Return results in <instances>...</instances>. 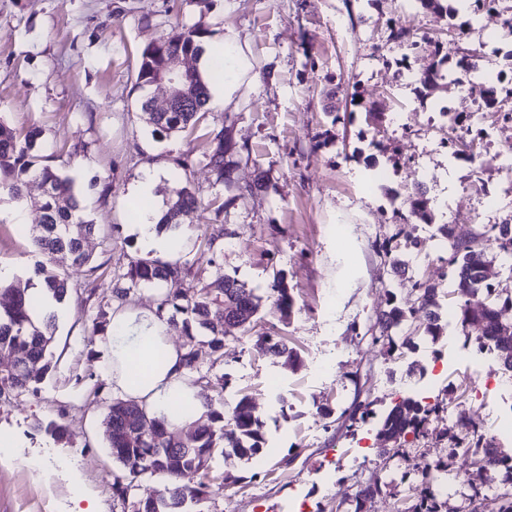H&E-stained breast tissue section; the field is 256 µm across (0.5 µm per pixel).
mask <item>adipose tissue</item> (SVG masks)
Here are the masks:
<instances>
[{
  "instance_id": "ef3b65f1",
  "label": "adipose tissue",
  "mask_w": 512,
  "mask_h": 512,
  "mask_svg": "<svg viewBox=\"0 0 512 512\" xmlns=\"http://www.w3.org/2000/svg\"><path fill=\"white\" fill-rule=\"evenodd\" d=\"M224 59V90L232 92L242 79L259 83L248 71L243 45L237 35L207 44L206 59ZM166 315L133 304L112 308V334L105 346L107 375L113 396L133 400L153 416L186 425L205 414L197 391L185 381L182 351L168 339Z\"/></svg>"
}]
</instances>
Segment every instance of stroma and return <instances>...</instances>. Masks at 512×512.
<instances>
[{
    "label": "stroma",
    "mask_w": 512,
    "mask_h": 512,
    "mask_svg": "<svg viewBox=\"0 0 512 512\" xmlns=\"http://www.w3.org/2000/svg\"><path fill=\"white\" fill-rule=\"evenodd\" d=\"M512 0L496 10L443 17L418 0H0V116L19 132H43L40 153L53 157L85 191L96 233L85 250L102 269L88 280L70 270L88 303L70 300L59 315L51 368L36 391L0 402V512H76V495L95 500L99 512H121L112 498L119 466L106 423L107 402L95 395L107 380L100 344H88L96 315L111 310L112 285L128 259L143 252L131 231L139 210L131 194L145 170H160L151 201L164 210L173 189L199 190L201 209L177 233L186 259L204 263L217 238L222 270L261 297L255 333L228 339L213 375L228 383L218 411L231 413L250 396L264 423L263 465L215 456L223 487L200 512H354L359 483L371 474L396 482V495L365 501L363 512H396L402 472L418 454L442 457L440 430L458 415L488 434L512 420V376L496 351L466 345L458 320L448 319L461 297L443 260L447 238L465 239L481 225L512 219V129L483 113L486 86L461 88L453 80L421 97L411 74L426 71L427 52L389 40L393 22H414L418 32L464 33L484 68L512 87V31L503 25ZM204 26L210 39L236 33L259 84H242L226 106H208L191 133L153 134L138 117L134 89L140 51L172 28ZM483 129L485 165L452 154L441 107ZM411 113L409 131L374 122L372 111ZM249 159L234 172L246 199L232 200L217 184L204 156L215 130ZM189 154V170L177 160ZM265 188L255 189L257 178ZM423 182L429 220L402 223L400 212L414 183ZM40 221L36 200L24 207L0 203V266L25 284L35 258L18 222ZM451 236H444V228ZM416 236L425 247L405 245ZM402 260L437 290L446 317L442 336L415 338L395 351L371 343L367 327L390 298L404 300ZM283 277L294 299L281 316L266 290ZM284 336L298 359L267 353L261 333ZM487 386L474 390L476 375ZM424 390L444 410L428 436L407 435V458L381 457L379 421L396 403ZM369 402L367 422L347 426L344 409ZM63 425V441L46 434ZM293 454L290 466L280 460Z\"/></svg>",
    "instance_id": "1"
}]
</instances>
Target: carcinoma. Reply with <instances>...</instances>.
Instances as JSON below:
<instances>
[{"instance_id": "obj_1", "label": "carcinoma", "mask_w": 512, "mask_h": 512, "mask_svg": "<svg viewBox=\"0 0 512 512\" xmlns=\"http://www.w3.org/2000/svg\"><path fill=\"white\" fill-rule=\"evenodd\" d=\"M208 35L207 28L199 25L189 29H174L159 41L142 49L135 81V89L142 92L137 99L138 110L146 116V125L153 133L169 136L195 127L205 116V107L210 99L209 82L200 72H194L188 101L174 112H154L150 98L143 95L152 75L171 54H189L199 58L202 42ZM456 57L455 75L461 77L479 68L480 60L466 61L479 52L465 45L459 33L451 35ZM416 49L428 50L435 61L433 66L422 73L419 83L424 88L432 87L437 80L445 78L442 66L448 56L442 54L443 44L425 34L412 41ZM488 97L484 111L495 121L512 127V87L500 90L495 86L487 88ZM482 130L472 131L466 127L461 133L448 138L453 153L474 155L473 145ZM40 131L29 130L25 135L17 134L0 120V196L7 197L17 205H23L30 197L31 186L45 184L48 191L40 198L41 221L29 231L32 253L37 257L34 275L40 278L41 288L51 294L59 304L71 295L66 271L55 266V256L66 254L77 267H88L87 275L92 277L101 269L93 264V258L86 253L84 239L93 234L95 224L88 218L83 205L82 191L76 189L74 178L63 173L58 166L42 163L37 150ZM240 154L232 144L224 141V131L213 138V147L205 154L207 166L215 176V182L229 189L235 187L233 170L236 161L233 155ZM409 216L423 219L426 216L425 192L414 190L407 198ZM201 204L198 193L188 186L173 191L167 202V209L161 224L177 227L184 217ZM445 238L450 240L448 265L458 280L460 294L467 300L459 306V317L466 336L480 351L493 348L502 357L512 358V338L501 337V310L512 309V293L488 283L484 276V251L494 247L505 258L512 259V239L505 241L499 234V225L483 226L474 238L459 241L452 238L448 225H443ZM215 269V278L204 281L198 295L185 300L174 289L176 282L194 273L204 277L206 267L195 266L178 255L168 259H131L120 275L121 285L115 295L122 300L131 291L152 286L161 289L157 310L172 322L183 316L186 340L183 344V361L191 385L196 386L208 379L202 374L199 349L209 350L211 364L224 361V345L229 337H243L253 329L254 318L260 307L261 297L255 289L247 288L236 280L224 276L218 261L211 257L207 267ZM4 291L12 296L9 305L0 309V350H9L16 356L12 368L0 372V392L8 390L27 391L39 383L50 367L52 344L57 329V316L50 313L43 318L33 315L43 307L40 295L28 292L27 286L3 281ZM270 291L276 294L278 308L285 312L292 306L288 287L280 276L273 279ZM483 293L484 298L477 305L468 300L470 296ZM437 305L436 288L419 277L407 289L404 302H390V308L377 315L369 325L366 334L372 343H381L389 349L397 342L392 331L403 325L421 322L423 332L435 341L443 334L433 307ZM112 327V316L102 312L92 322L88 342L97 336H104ZM258 341L268 353L275 357L292 360L297 353L288 347L280 336L260 335ZM209 407V423L198 424L185 433L178 425L163 417H152L149 427L141 432L127 421L129 412L145 415L134 402L114 398L108 405L109 448L113 459L120 466V473L114 475L112 497L129 512H192V507L211 495L215 477L211 476V464L217 442L228 440L230 447L222 448L224 457L234 456L246 462L258 461L266 453V439L263 423L253 413L249 396H242L233 408L231 418L224 419V413L212 409V399L200 392ZM443 410L438 404L431 407L422 405L413 398L397 403L381 422L379 434L387 441H397L408 433L418 436L426 431L430 417ZM371 416L370 403L354 401L342 412L345 420L356 424L366 422ZM449 437L445 456L432 463L424 460L421 468L405 471L401 482L408 485L405 512H448V500L438 494L436 487L440 474L459 458L479 457L486 460L492 473L501 470L512 478V451L502 448L494 440L476 429L466 431L462 436L443 433ZM145 476L159 477L160 483L142 496H135L136 482ZM488 479L484 486L470 485V503L473 512L484 505H492L495 512H512V487L503 490L492 485ZM392 487L379 476H372L360 484L355 494V512H362L363 503L380 494L391 492Z\"/></svg>"}]
</instances>
